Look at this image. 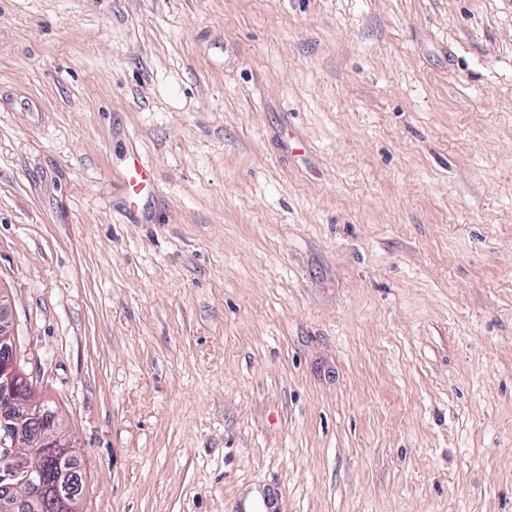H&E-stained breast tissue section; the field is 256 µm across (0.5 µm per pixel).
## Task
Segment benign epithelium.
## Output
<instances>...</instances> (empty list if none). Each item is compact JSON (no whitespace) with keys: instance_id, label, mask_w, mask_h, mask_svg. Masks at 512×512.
<instances>
[{"instance_id":"benign-epithelium-1","label":"benign epithelium","mask_w":512,"mask_h":512,"mask_svg":"<svg viewBox=\"0 0 512 512\" xmlns=\"http://www.w3.org/2000/svg\"><path fill=\"white\" fill-rule=\"evenodd\" d=\"M73 444L58 413L34 396L16 353L11 303L0 294V512H41L40 461L49 452L64 456ZM80 482L76 469L57 477L66 512H78Z\"/></svg>"}]
</instances>
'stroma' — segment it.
<instances>
[{
  "label": "stroma",
  "instance_id": "obj_1",
  "mask_svg": "<svg viewBox=\"0 0 512 512\" xmlns=\"http://www.w3.org/2000/svg\"><path fill=\"white\" fill-rule=\"evenodd\" d=\"M0 287L79 512H512V0H0ZM153 181V173L142 168L137 160H133L128 165L122 188L124 200L129 211L139 212L147 190L152 186Z\"/></svg>",
  "mask_w": 512,
  "mask_h": 512
}]
</instances>
